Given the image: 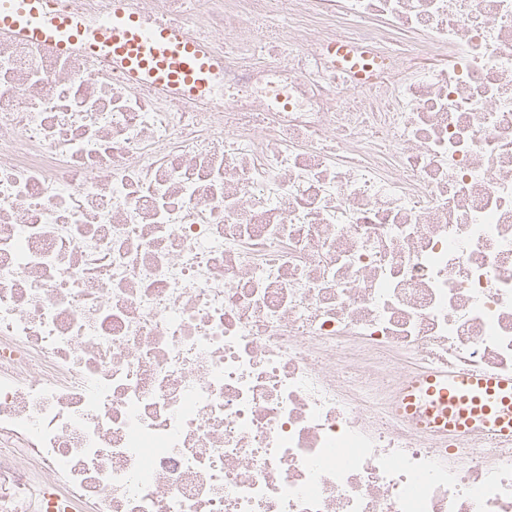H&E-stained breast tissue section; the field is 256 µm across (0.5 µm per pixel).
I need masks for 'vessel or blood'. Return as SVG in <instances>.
Returning a JSON list of instances; mask_svg holds the SVG:
<instances>
[{
  "label": "vessel or blood",
  "mask_w": 512,
  "mask_h": 512,
  "mask_svg": "<svg viewBox=\"0 0 512 512\" xmlns=\"http://www.w3.org/2000/svg\"><path fill=\"white\" fill-rule=\"evenodd\" d=\"M0 31L67 53L79 48L111 59L127 80L206 98L218 67L204 45L180 29L134 12L130 0H112L98 26L60 0H0ZM401 404L410 421L437 432H476L512 446V376L414 370Z\"/></svg>",
  "instance_id": "b4317fda"
}]
</instances>
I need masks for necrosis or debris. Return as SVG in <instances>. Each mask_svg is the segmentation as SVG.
Returning <instances> with one entry per match:
<instances>
[{
	"label": "necrosis or debris",
	"instance_id": "1",
	"mask_svg": "<svg viewBox=\"0 0 512 512\" xmlns=\"http://www.w3.org/2000/svg\"><path fill=\"white\" fill-rule=\"evenodd\" d=\"M131 2L210 98L0 32V512H512L394 402L512 375V0Z\"/></svg>",
	"mask_w": 512,
	"mask_h": 512
}]
</instances>
